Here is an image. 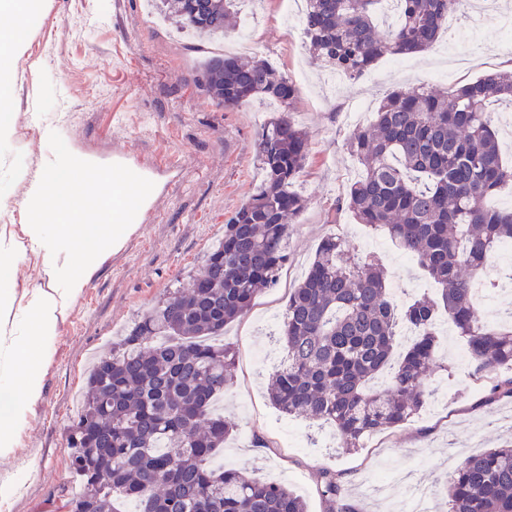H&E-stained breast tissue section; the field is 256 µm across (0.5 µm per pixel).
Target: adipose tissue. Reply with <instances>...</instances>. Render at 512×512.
Returning a JSON list of instances; mask_svg holds the SVG:
<instances>
[{"mask_svg": "<svg viewBox=\"0 0 512 512\" xmlns=\"http://www.w3.org/2000/svg\"><path fill=\"white\" fill-rule=\"evenodd\" d=\"M40 9L41 0H0V10L13 18L0 30V70L25 54ZM149 198L142 178L104 171L82 177L72 164H53L31 182L22 203L28 216L23 238L0 236V458L14 455L18 432L42 397L44 371L69 303L98 262L124 246ZM29 251L40 257L47 285L20 296L10 283ZM85 254L92 262L80 263Z\"/></svg>", "mask_w": 512, "mask_h": 512, "instance_id": "adipose-tissue-1", "label": "adipose tissue"}]
</instances>
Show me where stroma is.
Masks as SVG:
<instances>
[{"mask_svg":"<svg viewBox=\"0 0 512 512\" xmlns=\"http://www.w3.org/2000/svg\"><path fill=\"white\" fill-rule=\"evenodd\" d=\"M43 6L26 53L8 70L17 120L11 138L0 141V235L22 237L28 182L60 157L146 177L153 191L124 248L99 265L59 324L43 396L14 455L0 458V485L10 487L0 496V512H51L59 495L74 490L68 428L80 412L92 358L167 290L187 284L260 180L257 134L269 118L265 102L227 110L193 83L209 53L237 52L243 35L250 56L273 62L298 89L293 118L310 151L296 188L307 204L289 227L288 263L277 285L224 330V343L236 351V374L221 403L237 430L216 459L292 487L308 512L326 510L317 490L324 469L340 473L354 512H397L421 488L432 512H448L445 484L464 458L512 440V400H481L468 362L456 355L464 340L447 318L438 321L427 378L433 398L412 421L351 451L339 447L330 427L272 405L267 382L286 352L269 328L283 323L289 292L329 235L368 245L397 302L436 296L437 285L383 233L333 211L360 174L345 146L354 129L345 109L357 99L370 113L388 92L438 85L439 74L456 85L500 68L512 54L504 31L512 9L488 12L476 23L451 17L459 40L442 38L405 68L377 63L326 98L320 87L328 73L308 58L303 30L288 21L282 0L255 6L239 0L235 31L209 41L161 23L153 0H44ZM509 269L511 262L490 258L476 283L478 309L492 326L512 323V285L500 278Z\"/></svg>","mask_w":512,"mask_h":512,"instance_id":"35a3bbf8","label":"stroma"}]
</instances>
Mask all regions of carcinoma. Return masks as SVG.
I'll list each match as a JSON object with an SVG mask.
<instances>
[{
	"label": "carcinoma",
	"mask_w": 512,
	"mask_h": 512,
	"mask_svg": "<svg viewBox=\"0 0 512 512\" xmlns=\"http://www.w3.org/2000/svg\"><path fill=\"white\" fill-rule=\"evenodd\" d=\"M305 46L331 71L355 80L384 56L432 48L448 15L465 0H398L382 33L383 0H307ZM176 24L199 37L235 30L234 0H161ZM196 86L235 110L254 100L280 104L258 134L261 181L224 224V238L187 285L159 300L89 368L81 412L69 427L70 474L78 490L64 512H307L292 489L214 465L236 426L213 410L234 381L235 352L214 339L274 287L288 262V224L305 208L293 190L309 154L291 109L298 89L265 59L208 57ZM512 107V72H495L441 90L414 87L384 96L347 139L361 168L336 210L386 232L442 286L437 300L394 304L381 264L330 235L288 297L278 331L288 356L270 387L276 408L331 422L340 447L410 421L432 395L436 324L444 313L466 339L472 377L486 400L512 398V329L481 319L472 300L497 246L512 241V208L486 200L512 186L490 105ZM417 331L392 362L398 323ZM326 512H352L340 476L318 474ZM449 512H512V445L466 457L446 486Z\"/></svg>",
	"instance_id": "1"
}]
</instances>
